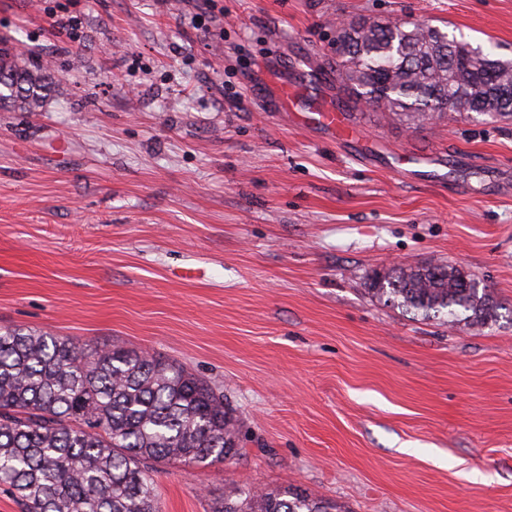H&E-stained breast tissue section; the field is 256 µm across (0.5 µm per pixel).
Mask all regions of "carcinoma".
I'll use <instances>...</instances> for the list:
<instances>
[{
  "label": "carcinoma",
  "instance_id": "obj_1",
  "mask_svg": "<svg viewBox=\"0 0 512 512\" xmlns=\"http://www.w3.org/2000/svg\"><path fill=\"white\" fill-rule=\"evenodd\" d=\"M336 87L419 129L450 112L512 115V60L426 23L360 18L336 32ZM39 69L0 48V102L34 109ZM372 297L459 329L496 323L502 305L462 268L375 271ZM240 454L224 393L184 366L145 352L81 344L48 332H0V485L21 512H160V465H208ZM215 512H345L285 486L224 487Z\"/></svg>",
  "mask_w": 512,
  "mask_h": 512
}]
</instances>
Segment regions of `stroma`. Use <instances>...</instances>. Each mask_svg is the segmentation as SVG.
I'll list each match as a JSON object with an SVG mask.
<instances>
[{
  "label": "stroma",
  "instance_id": "35a3bbf8",
  "mask_svg": "<svg viewBox=\"0 0 512 512\" xmlns=\"http://www.w3.org/2000/svg\"><path fill=\"white\" fill-rule=\"evenodd\" d=\"M0 0L43 65L0 104V332L172 359L220 387L245 450L155 473L162 512L226 484L347 512H512V121L419 130L366 107L295 126L339 22H425L512 59V0ZM295 87L289 111L279 86ZM443 262L508 310L460 330L378 302L373 271Z\"/></svg>",
  "mask_w": 512,
  "mask_h": 512
}]
</instances>
